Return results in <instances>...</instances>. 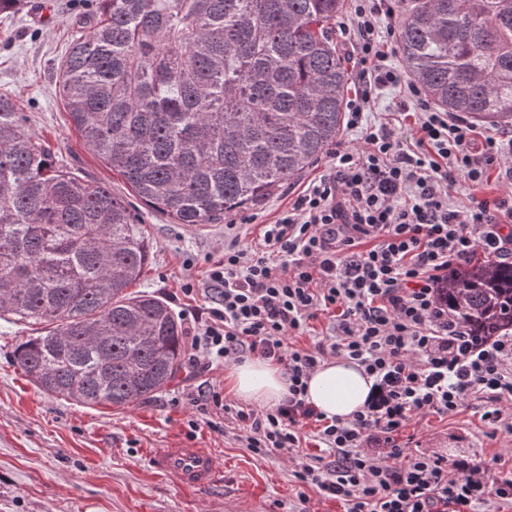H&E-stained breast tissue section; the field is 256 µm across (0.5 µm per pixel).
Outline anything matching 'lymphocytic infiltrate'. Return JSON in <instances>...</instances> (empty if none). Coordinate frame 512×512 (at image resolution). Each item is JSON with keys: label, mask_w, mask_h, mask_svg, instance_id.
Segmentation results:
<instances>
[{"label": "lymphocytic infiltrate", "mask_w": 512, "mask_h": 512, "mask_svg": "<svg viewBox=\"0 0 512 512\" xmlns=\"http://www.w3.org/2000/svg\"><path fill=\"white\" fill-rule=\"evenodd\" d=\"M395 0H355L348 36L357 90L346 126L361 141L337 144L325 174L288 210L262 225L258 245L234 235L209 270L207 314L188 338L208 363L259 358L281 367L282 402L233 409L215 391L200 401L231 415L258 455L300 447L314 424L318 455L299 461V487L343 503L345 512H499L512 504V476L485 463L410 453L394 436L409 421L473 402L512 434V336L473 338L440 297L451 269L481 254L512 263V131L478 134L466 118L432 104L389 61ZM405 86L400 112H418L416 135L370 117L383 89ZM497 175L503 191L479 189ZM465 201L449 203L459 184ZM331 313L314 347L296 346L319 314ZM358 365L370 396L352 419L327 418L307 401V382L325 360Z\"/></svg>", "instance_id": "1"}]
</instances>
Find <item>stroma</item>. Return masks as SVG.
<instances>
[{
  "mask_svg": "<svg viewBox=\"0 0 512 512\" xmlns=\"http://www.w3.org/2000/svg\"><path fill=\"white\" fill-rule=\"evenodd\" d=\"M41 14L0 15V94L11 96L25 125L58 145L61 163L109 185L136 202L152 246L151 260L134 288L165 300L174 311L204 310L201 286L211 260L224 251L220 224H174L137 203L133 190L83 143L59 93L58 74L76 30L73 18L90 13L95 0H42ZM330 163L322 157L286 180L261 205L245 212L253 224L274 222ZM193 294H184L185 283ZM38 326L0 320V512H238L262 502L266 512H343V506L308 491L299 500L288 452L254 454L237 430H215L216 414L194 402L191 389L228 396V365L183 362L161 393L124 410L86 406L46 393L12 360L17 340ZM470 405L447 416L409 422L397 442L409 451L469 462L495 460L512 472V438ZM208 448L223 479L203 490L178 486L149 466L152 449L171 444Z\"/></svg>",
  "mask_w": 512,
  "mask_h": 512,
  "instance_id": "stroma-1",
  "label": "stroma"
}]
</instances>
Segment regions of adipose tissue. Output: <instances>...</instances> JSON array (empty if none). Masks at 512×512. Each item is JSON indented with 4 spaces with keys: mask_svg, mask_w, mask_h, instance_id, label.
Wrapping results in <instances>:
<instances>
[{
    "mask_svg": "<svg viewBox=\"0 0 512 512\" xmlns=\"http://www.w3.org/2000/svg\"><path fill=\"white\" fill-rule=\"evenodd\" d=\"M235 397L260 406L277 405L287 393V382L279 366L261 359L243 362L226 375ZM372 379L357 365L341 359L325 361L308 382L307 400L326 416L352 417L366 402Z\"/></svg>",
    "mask_w": 512,
    "mask_h": 512,
    "instance_id": "ef3b65f1",
    "label": "adipose tissue"
}]
</instances>
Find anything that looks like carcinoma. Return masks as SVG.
Listing matches in <instances>:
<instances>
[{
  "label": "carcinoma",
  "mask_w": 512,
  "mask_h": 512,
  "mask_svg": "<svg viewBox=\"0 0 512 512\" xmlns=\"http://www.w3.org/2000/svg\"><path fill=\"white\" fill-rule=\"evenodd\" d=\"M344 0H98L59 66L86 147L176 224H219L326 155L349 74L334 41ZM407 70L430 99L512 127V0H411ZM151 259L131 204L58 163L0 94V319L42 325L15 366L47 393L128 408L164 390L184 334L168 303L130 293ZM448 311L512 334V264L448 272Z\"/></svg>",
  "instance_id": "carcinoma-1"
}]
</instances>
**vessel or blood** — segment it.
I'll list each match as a JSON object with an SVG mask.
<instances>
[{"label":"vessel or blood","instance_id":"obj_1","mask_svg":"<svg viewBox=\"0 0 512 512\" xmlns=\"http://www.w3.org/2000/svg\"><path fill=\"white\" fill-rule=\"evenodd\" d=\"M150 465L159 473L173 477L190 488L211 486L219 476L215 457L210 449L173 445L151 452Z\"/></svg>","mask_w":512,"mask_h":512}]
</instances>
